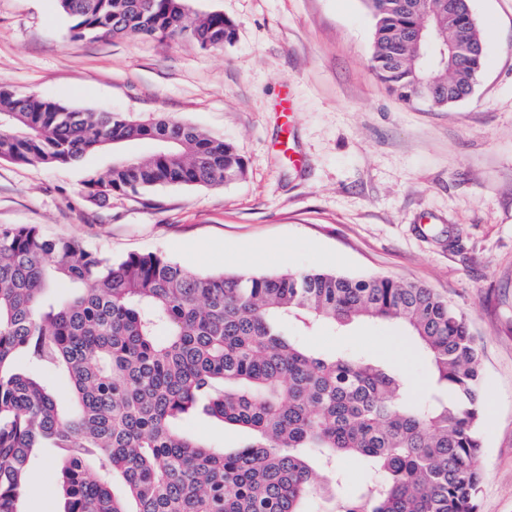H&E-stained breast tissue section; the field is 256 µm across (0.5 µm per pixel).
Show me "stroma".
<instances>
[{
    "instance_id": "stroma-1",
    "label": "stroma",
    "mask_w": 512,
    "mask_h": 512,
    "mask_svg": "<svg viewBox=\"0 0 512 512\" xmlns=\"http://www.w3.org/2000/svg\"><path fill=\"white\" fill-rule=\"evenodd\" d=\"M190 6L223 13L235 41L73 40L55 0H0V82L91 112L188 121L233 143L244 177L103 200L85 182L112 154L62 166L2 159L0 226L34 224L115 261L159 252L198 273L239 271L247 256L257 273L313 268L431 288L466 316L481 348L478 512H512V0H471L482 74L445 111L408 107L377 79L364 0ZM311 343L395 359L416 394L426 391L428 366L397 325L327 330ZM31 466L38 483L24 512H57L51 449Z\"/></svg>"
}]
</instances>
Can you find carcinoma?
Here are the masks:
<instances>
[{"label":"carcinoma","instance_id":"obj_1","mask_svg":"<svg viewBox=\"0 0 512 512\" xmlns=\"http://www.w3.org/2000/svg\"><path fill=\"white\" fill-rule=\"evenodd\" d=\"M371 66L410 105L469 97L483 66L469 0H364ZM69 37L233 42L189 0H57ZM435 38L416 39L421 26ZM468 45L453 65L448 45ZM151 141L85 182L93 196L241 178L235 146L169 116L86 112L0 83V159L67 165ZM399 322L426 361L408 376L369 352L307 339ZM23 358L26 367L17 366ZM479 347L464 315L424 285L332 272L199 274L161 253L112 261L36 225L0 226V512H21L31 456L58 461L60 512H477L484 414ZM205 416L240 433L216 449L185 429ZM371 474L353 493L338 461Z\"/></svg>","mask_w":512,"mask_h":512}]
</instances>
